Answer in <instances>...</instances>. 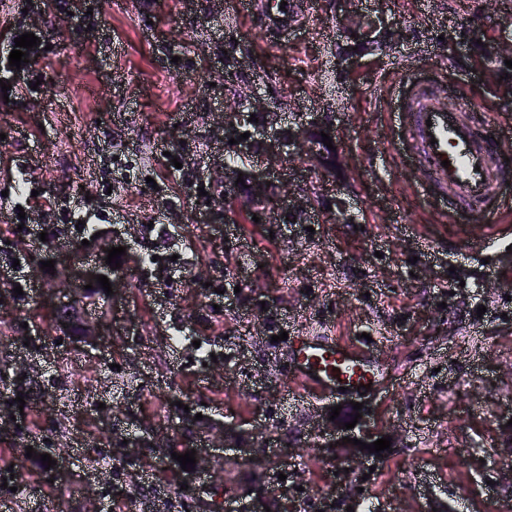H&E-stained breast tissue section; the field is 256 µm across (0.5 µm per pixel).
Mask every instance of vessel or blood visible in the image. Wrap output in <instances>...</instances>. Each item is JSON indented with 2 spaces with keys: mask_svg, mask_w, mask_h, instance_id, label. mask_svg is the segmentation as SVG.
<instances>
[{
  "mask_svg": "<svg viewBox=\"0 0 512 512\" xmlns=\"http://www.w3.org/2000/svg\"><path fill=\"white\" fill-rule=\"evenodd\" d=\"M296 0H265V30L284 31L296 23ZM396 120L403 133L399 161L417 170L429 198L450 201L445 219L471 218L503 227L512 222V208L500 199V188L512 171L499 161L498 146L477 126L461 102H449L446 88L407 80ZM291 351L290 387L338 401L358 394L360 385L379 389L386 370L364 347L324 336H295Z\"/></svg>",
  "mask_w": 512,
  "mask_h": 512,
  "instance_id": "vessel-or-blood-1",
  "label": "vessel or blood"
}]
</instances>
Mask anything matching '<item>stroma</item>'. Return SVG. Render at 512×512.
Instances as JSON below:
<instances>
[{"instance_id":"1","label":"stroma","mask_w":512,"mask_h":512,"mask_svg":"<svg viewBox=\"0 0 512 512\" xmlns=\"http://www.w3.org/2000/svg\"><path fill=\"white\" fill-rule=\"evenodd\" d=\"M353 10L401 27L392 48L353 50L337 0H307L280 35L262 30L259 6L237 0H0V69L18 34L44 44L24 64L11 101L0 98V209L18 186L35 192L23 229L0 227V475L19 449L11 512H512V249L462 251L487 227L450 222L415 190L417 172L390 160L400 140L386 115L406 78L461 85L487 132L512 150V105L498 91L496 44L512 43V0H353ZM249 57L236 81L225 74ZM352 49L349 67L336 54ZM261 97L294 139L284 182L314 197L297 223L224 221L222 186L208 173L227 154L219 126L227 97ZM323 120L334 165L305 160L311 120ZM27 161L18 174V161ZM342 203L329 215L327 207ZM100 213L84 242L72 222ZM131 262L114 297L86 299L100 346L56 329L54 301L74 285L62 268L94 259L125 225ZM53 230L49 241L40 234ZM158 260L140 262L147 249ZM54 258L55 271L41 263ZM22 295H14L15 287ZM485 314H478V307ZM289 335L367 333L394 384L366 397L396 438L382 454L322 458L316 417L332 410L291 397ZM24 406H15L17 396ZM198 415L209 448L195 486L177 498L178 473L153 435L180 438ZM265 447L263 461L221 446L225 427ZM59 464L47 478L41 455ZM358 486L356 497L337 482ZM233 487V496L220 486Z\"/></svg>"}]
</instances>
